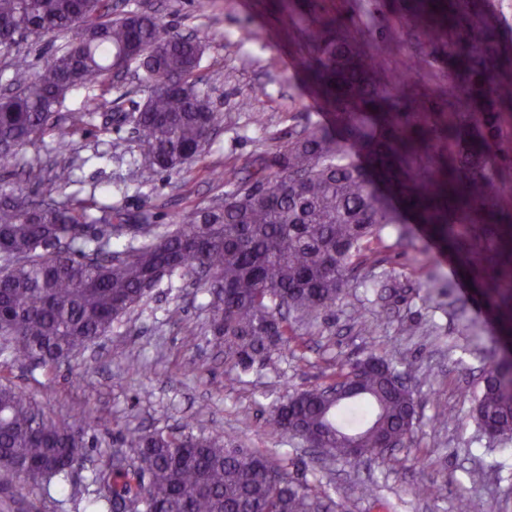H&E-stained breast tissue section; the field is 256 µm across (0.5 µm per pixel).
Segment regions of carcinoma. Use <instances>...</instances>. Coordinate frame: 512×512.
I'll return each mask as SVG.
<instances>
[{"label": "carcinoma", "instance_id": "1", "mask_svg": "<svg viewBox=\"0 0 512 512\" xmlns=\"http://www.w3.org/2000/svg\"><path fill=\"white\" fill-rule=\"evenodd\" d=\"M353 15L321 4L285 23L301 33L300 63L333 110L332 126L306 124L246 163L232 190L170 224H150L93 201L57 199L25 184L0 186V348L49 370L67 363L139 305L163 280L195 274L210 292V332L224 363L246 372L273 364L352 281L384 307L405 293L372 244L425 224L457 258L472 288L512 339V54L484 0H408L386 32L370 0ZM67 43L21 89L0 97V164L52 131L77 86L136 66L151 93L131 113L145 167L168 171L204 152L218 123L197 88L204 39L168 30L149 12L117 14L112 0H0V51L43 33ZM424 81L394 80L407 64ZM70 163L50 169L60 189ZM370 352L330 384L293 392L268 425L318 453L356 463L412 433L413 389ZM470 417L490 444L512 443V346L492 353L472 392ZM112 461L94 476L90 512H329L285 465L224 435L193 429L117 430ZM87 424L51 416L32 395L0 380V471L27 492L63 489L70 460L92 447Z\"/></svg>", "mask_w": 512, "mask_h": 512}]
</instances>
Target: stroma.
<instances>
[{"label": "stroma", "mask_w": 512, "mask_h": 512, "mask_svg": "<svg viewBox=\"0 0 512 512\" xmlns=\"http://www.w3.org/2000/svg\"><path fill=\"white\" fill-rule=\"evenodd\" d=\"M114 2L125 11L151 9L171 31L204 37L199 86L210 95L220 127L195 161L142 176L138 137L132 124L118 118L147 98L150 86L142 72L75 88L55 114L72 142L74 181L66 196L168 224L223 196L226 169L275 148L305 123H327L329 107L292 66L300 34L283 18L295 0ZM101 94L111 110L73 123L72 115ZM255 112L267 115L265 127L252 124ZM379 251L384 268L406 285L403 299L382 308L364 284L349 283L314 326H297L295 340L277 351L274 366L253 367L232 386L224 383L229 368L208 333L210 298L188 276L163 282L108 336L60 368L9 363L0 374L47 404L56 418L88 423L93 446L76 474L85 491L92 488L94 470L111 458L117 427L169 431L187 423L282 461L291 477L330 498L332 512H455L462 493L493 512H512V446L487 443L469 417L471 392L489 366L498 333L494 314L425 225H415L408 240L387 233ZM426 268L438 271L445 291L434 302L417 286ZM176 309L181 319L174 322L170 313ZM190 333L197 338L192 346L183 342ZM371 351L397 361L417 389L416 421L402 448L352 466L320 460L268 425L270 411L288 393L331 381L340 366ZM131 361L142 364L141 373L128 369ZM444 405L459 412V422L433 423ZM475 471L480 479H472ZM424 485L436 486L437 497L419 496ZM83 506L65 493L21 492L16 477L0 476V512H84Z\"/></svg>", "instance_id": "35a3bbf8"}]
</instances>
